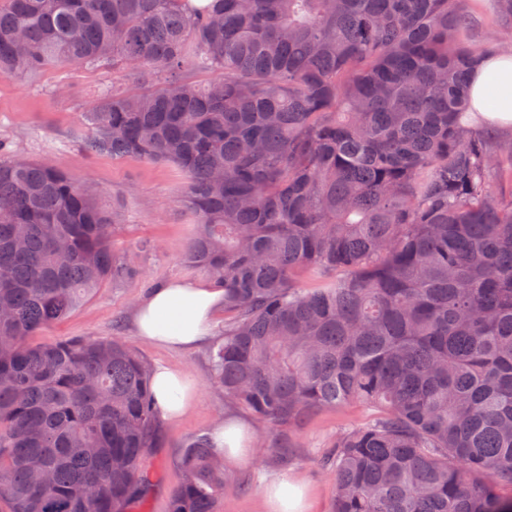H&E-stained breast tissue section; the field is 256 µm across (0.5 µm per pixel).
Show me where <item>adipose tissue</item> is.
<instances>
[{
	"instance_id": "adipose-tissue-1",
	"label": "adipose tissue",
	"mask_w": 512,
	"mask_h": 512,
	"mask_svg": "<svg viewBox=\"0 0 512 512\" xmlns=\"http://www.w3.org/2000/svg\"><path fill=\"white\" fill-rule=\"evenodd\" d=\"M469 97L474 111L503 130L512 128V53L481 58L475 65ZM224 305V291L202 281H171L138 302L135 323L139 336L171 348L204 343L214 315ZM151 387L162 416L175 418L189 408L194 391L177 370L159 367ZM212 441L219 454L231 464L249 462L253 449L245 427L237 421L216 424ZM268 512H308L307 490L296 482L283 480L263 491Z\"/></svg>"
}]
</instances>
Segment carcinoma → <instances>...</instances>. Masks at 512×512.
I'll list each match as a JSON object with an SVG mask.
<instances>
[{
	"label": "carcinoma",
	"mask_w": 512,
	"mask_h": 512,
	"mask_svg": "<svg viewBox=\"0 0 512 512\" xmlns=\"http://www.w3.org/2000/svg\"><path fill=\"white\" fill-rule=\"evenodd\" d=\"M464 0H6L0 77L112 62L85 148L175 166L185 266L224 289V399L287 431L359 402L334 512H512V152L471 122ZM190 65L213 79L181 75ZM98 189L0 149V504L129 512L162 442L125 340L28 343L106 282ZM170 512L232 477L187 445Z\"/></svg>",
	"instance_id": "obj_1"
}]
</instances>
